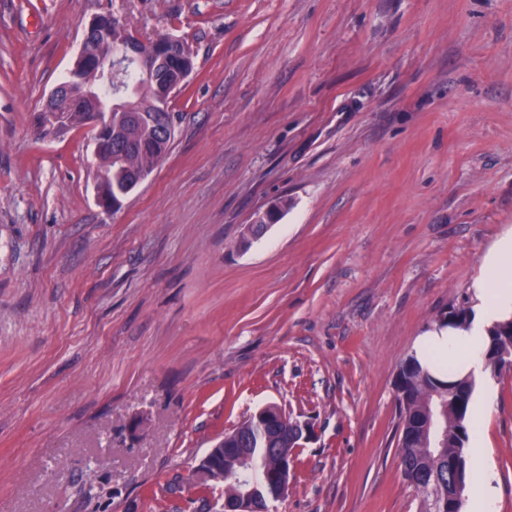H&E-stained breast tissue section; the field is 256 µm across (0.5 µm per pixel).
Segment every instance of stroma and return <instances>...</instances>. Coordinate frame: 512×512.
Returning <instances> with one entry per match:
<instances>
[{"instance_id":"obj_1","label":"stroma","mask_w":512,"mask_h":512,"mask_svg":"<svg viewBox=\"0 0 512 512\" xmlns=\"http://www.w3.org/2000/svg\"><path fill=\"white\" fill-rule=\"evenodd\" d=\"M102 12L195 53L111 212L91 125L35 123ZM511 232L512 0H0V512H215L268 405L315 429L269 512H420L394 381ZM476 388L512 512V371Z\"/></svg>"}]
</instances>
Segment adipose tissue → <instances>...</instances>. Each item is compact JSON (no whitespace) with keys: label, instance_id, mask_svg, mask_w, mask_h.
<instances>
[{"label":"adipose tissue","instance_id":"ef3b65f1","mask_svg":"<svg viewBox=\"0 0 512 512\" xmlns=\"http://www.w3.org/2000/svg\"><path fill=\"white\" fill-rule=\"evenodd\" d=\"M476 313L468 329L443 328L418 337L414 355L421 366L445 381L483 373L488 330L512 318V235L502 238L484 257L473 285ZM497 475L476 458L466 512H499Z\"/></svg>","mask_w":512,"mask_h":512}]
</instances>
